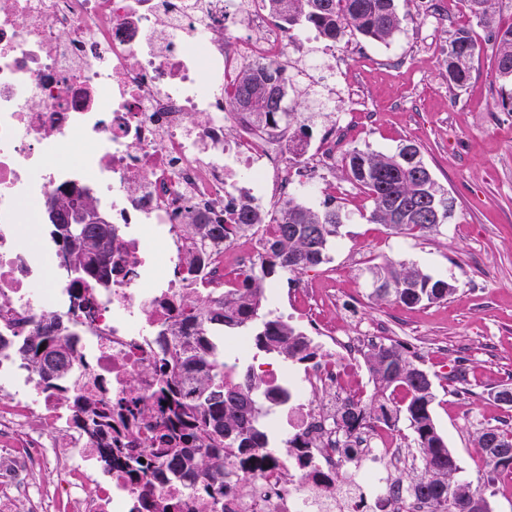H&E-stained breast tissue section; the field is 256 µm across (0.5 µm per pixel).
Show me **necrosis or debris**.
Here are the masks:
<instances>
[{
    "label": "necrosis or debris",
    "mask_w": 512,
    "mask_h": 512,
    "mask_svg": "<svg viewBox=\"0 0 512 512\" xmlns=\"http://www.w3.org/2000/svg\"><path fill=\"white\" fill-rule=\"evenodd\" d=\"M310 37L271 15L265 0H6L0 6V332L25 335L55 308L77 329L78 363L68 397L30 370H0V512H53L56 502L33 482L53 468L69 512H150L180 498L182 512H214L182 481L144 472L131 482L122 461L106 479L93 468L99 441L74 422L73 398H122L129 375L153 362L158 332L175 321L169 306L185 290L228 294L272 236L279 202L296 193L351 195L330 186L353 129L337 118L316 143L284 123L255 127L232 111L229 93L244 62L292 69ZM241 134L224 137L225 125ZM79 162L63 155L72 139ZM62 193L90 195L112 224V286L85 315L56 246L34 250L16 232L20 204L41 213ZM261 221L242 231L241 207ZM223 216L228 232L211 264L191 271L195 244L182 232L188 213ZM318 360L271 372L272 402L289 438L303 448H259L228 456L224 512H435L397 473L400 448L377 427L351 437L336 428V406L360 395L354 360L380 331L357 334L312 323ZM331 391L318 402L317 387ZM69 429L54 440L30 429V415Z\"/></svg>",
    "instance_id": "necrosis-or-debris-1"
}]
</instances>
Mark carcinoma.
<instances>
[{
	"label": "carcinoma",
	"instance_id": "cac0c4a2",
	"mask_svg": "<svg viewBox=\"0 0 512 512\" xmlns=\"http://www.w3.org/2000/svg\"><path fill=\"white\" fill-rule=\"evenodd\" d=\"M269 9L290 28L308 23L324 37L336 41L358 33L376 42L389 40L400 30L405 16L396 0H266ZM481 22L491 21L493 0H466ZM497 72L512 84V27L493 35ZM477 46L459 33L448 48V78L463 85L470 74ZM290 81L273 61H250L242 66L231 98L232 110L248 112L262 125L271 120L291 123L297 113L284 106ZM352 181L360 185L372 203L369 221L399 233L426 236L439 224L420 212L435 208L442 220L451 216L453 204L433 178L419 147L403 144L392 154L355 151L346 159ZM73 199L57 197V209L47 215L51 236L60 247L71 276L79 308L90 316L97 309L95 288L112 287V234L97 224L74 228L67 224ZM342 209L326 203L315 210L291 197L279 208L273 239L258 256L259 269L251 271L235 292L224 298L188 293L181 296L179 315L192 321L198 334L172 337L146 371L160 377L157 393L166 403L161 408L162 428L156 446H141L138 434L137 377L129 380V395L117 401L132 426L123 437L100 448L101 462L112 467V457L124 458L128 474L135 478L150 469L181 477L195 494L224 504V452L246 455L267 444L262 428L264 403L272 391L247 371L232 380L224 379V349L216 333L225 328L254 330L255 347L276 353L293 363L315 356L303 334L287 321L265 309L270 288L278 273L299 274L328 262V251L343 224ZM226 224L216 217L190 216L184 232L194 238L198 251L189 266L200 270L212 243L224 239ZM377 284L372 294L391 298L406 307L429 305L446 299L453 285L424 273L416 264L388 260L369 268ZM0 355L16 357L44 380L65 378L74 363V346L66 329L54 314H47L20 340L0 334ZM374 392L370 400L348 401L336 410L343 430H354L365 422H380L396 428L400 419L409 422L413 442L422 460L421 476L409 484L414 495L435 503L439 512H473L470 505L486 498L470 485L454 481L459 470L457 458L448 448L433 416L436 399L433 383L422 381L417 356L400 341L371 346L364 352ZM79 423L98 438L112 429V402L96 401L77 405ZM483 461L491 473L512 472V430L485 428L478 437Z\"/></svg>",
	"mask_w": 512,
	"mask_h": 512
}]
</instances>
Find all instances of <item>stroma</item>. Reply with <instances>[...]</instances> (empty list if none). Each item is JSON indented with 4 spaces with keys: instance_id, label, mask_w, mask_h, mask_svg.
I'll list each match as a JSON object with an SVG mask.
<instances>
[{
    "instance_id": "stroma-1",
    "label": "stroma",
    "mask_w": 512,
    "mask_h": 512,
    "mask_svg": "<svg viewBox=\"0 0 512 512\" xmlns=\"http://www.w3.org/2000/svg\"><path fill=\"white\" fill-rule=\"evenodd\" d=\"M439 3L451 10L447 25L431 26L413 13L409 0H400L406 19L388 43L346 36L349 76L335 82L378 114L377 125L355 135L350 149L389 154L401 144H416L453 200L451 218L438 232L415 238L369 222L366 195L342 199L344 224L329 262L297 279L322 288L328 274H335L337 290L356 299L364 322L380 327L382 341L405 342L417 353L434 382V418L459 460L456 481L480 489L492 512H512V495L495 492L496 482L512 481V472L488 482L477 447L483 428L512 421V407L491 396L499 386L512 385V109L502 104L512 86L498 76L490 37L491 27L512 26V0H495L488 26L463 2ZM423 27L432 42L427 52L411 44L412 32ZM460 29L470 33L477 53L467 83L455 88L443 80L441 65ZM334 64L329 57L323 66L290 76L288 97L297 104L307 137H316L333 111L322 88ZM388 259L417 264L453 284V293L414 308L375 299L368 267ZM460 364L467 372L464 395L452 380Z\"/></svg>"
}]
</instances>
